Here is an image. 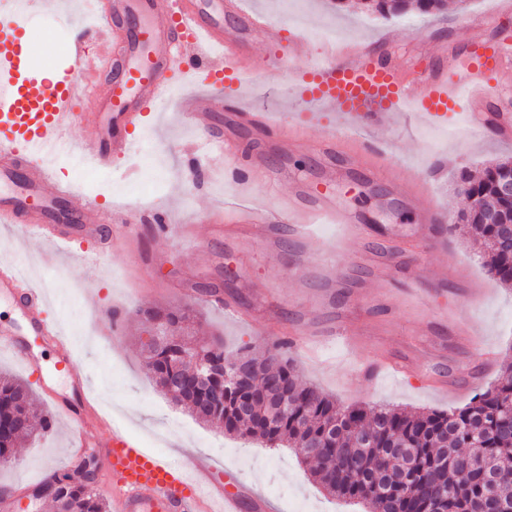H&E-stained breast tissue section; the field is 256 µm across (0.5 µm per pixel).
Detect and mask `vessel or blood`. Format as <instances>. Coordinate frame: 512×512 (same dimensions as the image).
Returning a JSON list of instances; mask_svg holds the SVG:
<instances>
[{"instance_id":"vessel-or-blood-1","label":"vessel or blood","mask_w":512,"mask_h":512,"mask_svg":"<svg viewBox=\"0 0 512 512\" xmlns=\"http://www.w3.org/2000/svg\"><path fill=\"white\" fill-rule=\"evenodd\" d=\"M228 13L237 21V32L224 30ZM122 14L133 23L118 45L112 89L99 96L95 111L81 114L75 111V87L89 65L81 40L68 45L62 75L46 84L35 83L26 76L33 52L26 36V5H15L11 13L0 17V222L9 224L17 215H28L21 230L23 240L50 244L61 252L66 238L47 234L46 225L68 224L73 233L96 238L102 225L108 224L113 238L121 239L135 235L147 221L146 214L137 210L107 211L98 197L77 196L71 183L61 180L47 164L28 160V153L52 152L63 158L111 163L113 155L133 145L145 111L159 112L168 106L171 74L189 82L222 75L240 87L250 73L246 33L260 31L276 41L282 38L265 16L245 10L242 0H213L208 7L202 0H182L175 12L169 11L167 0H113L111 11L97 13L100 29H109L113 17ZM306 75L308 81L296 99L300 110L321 108L340 119L339 134H327L313 145L327 159L340 153L344 140L359 129L380 126L386 117L400 115L408 106L431 123L461 121L485 134L512 137V125L497 113L468 109L486 96L491 84L512 83V39L508 37L472 41L448 65L418 72L400 69L373 46L331 41ZM182 104L183 123L199 133L195 154H222L228 169L236 168L239 161V129L262 133L275 125L269 117L236 110L223 135L216 136L210 131L211 110L222 107L221 94H214L204 107L187 98ZM78 125L93 129L91 147L72 140ZM257 172L254 166L239 170L223 208L212 213L213 223H222L225 212L245 211L249 218L238 227V234L264 246L274 242L282 229H290L305 260L299 269L303 276L310 270L307 261L312 260L316 263L313 270L321 277H332L326 260L350 237L366 242L365 265L381 274L387 272L382 243L370 240L356 213L336 207L327 187H315L287 206L272 208L255 193ZM450 221V214L442 208L424 210L416 234L419 244L439 247ZM327 224L332 227L328 234L323 231ZM0 298L12 301L29 334L54 346L58 365L73 372L75 360L66 336L41 316L46 289L34 287L12 263L0 262ZM359 318L358 310L351 308L320 325L299 319L287 333L288 344L307 352L317 336L346 344L357 335L380 342L379 332L359 326ZM0 349L9 350L27 365L36 363L31 351L19 343L16 331L2 325ZM44 397L54 411L51 425L63 421L85 429L111 425L113 512H267L264 498L250 495L232 472H218L214 461L144 448L122 425L109 424L94 398H87L83 411L78 412L61 403L53 388H45Z\"/></svg>"}]
</instances>
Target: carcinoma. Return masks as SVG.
<instances>
[{
  "label": "carcinoma",
  "instance_id": "obj_1",
  "mask_svg": "<svg viewBox=\"0 0 512 512\" xmlns=\"http://www.w3.org/2000/svg\"><path fill=\"white\" fill-rule=\"evenodd\" d=\"M360 9L384 17L411 12L442 15L447 0H360ZM512 172V160L488 164L473 177L461 170L457 193L472 201L457 215L473 240L489 253V271L512 288V251L496 246L498 224L512 222V205L495 190L497 178ZM159 340L144 344L146 367L160 388L224 433L254 437L292 449L331 495L365 503L370 512H432L442 501L447 512H512V364L496 383L454 411H418L380 405L342 408L296 372L281 342L262 356L244 346L232 356L213 339L204 358L241 361L259 373L256 393L224 387V374L196 382L194 357L182 324L195 317L186 305L142 312ZM224 390V404L213 393ZM0 464L11 462L18 439L49 429V416L29 387L0 374ZM57 512H107L105 503L68 471H54Z\"/></svg>",
  "mask_w": 512,
  "mask_h": 512
}]
</instances>
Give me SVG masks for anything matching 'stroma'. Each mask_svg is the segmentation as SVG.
<instances>
[{
  "instance_id": "35a3bbf8",
  "label": "stroma",
  "mask_w": 512,
  "mask_h": 512,
  "mask_svg": "<svg viewBox=\"0 0 512 512\" xmlns=\"http://www.w3.org/2000/svg\"><path fill=\"white\" fill-rule=\"evenodd\" d=\"M245 5L281 29L292 25L295 15H304L309 24L307 41L304 56L293 69H274L266 60L269 46L264 36L249 35L255 62L249 89L225 94V109L238 106L280 113L293 99L295 72L319 56L322 35L329 31L340 41L381 45L403 69H427L447 62L467 38L484 40L512 33V0H470L465 11L444 17L414 13L392 18L363 13L353 4L340 8L335 0H245ZM29 22L32 32L53 40L57 47L51 56L36 51L33 72L64 66L61 50L74 38V30L46 0H37ZM373 135L385 140L388 176L381 181L369 178L356 153L337 159L331 173L319 156L283 146L282 132L261 137L246 129L240 134L241 163L259 158L270 168L285 170L273 199L287 202L297 187H313L335 175L330 190L337 206L359 214L372 226L376 240L402 248L401 263L391 272L392 286L402 287L409 274L421 277L417 301L399 298L366 313L367 321L390 331L382 347L362 342L349 351L329 342L322 345L319 357L296 353L292 359L303 380L343 407L391 404L412 411L454 410L491 387L502 366L512 362V290L491 277L461 232H446L444 246L435 249L409 251L405 245L419 227V211L430 204L453 212L467 208V200L454 192L460 171L477 176L489 162L511 158L512 140L467 133L459 124L433 127L419 122L411 112L392 132L377 129ZM195 140L194 131L181 123L178 109L150 111L137 134L136 150L116 157L111 169L85 161L76 165L67 159L55 163L79 195L99 196L112 206L135 205L168 213L173 224L168 232L145 227L138 238L113 244L98 262L91 263L85 259L93 248L87 238L75 237L70 255L58 256L46 246L22 245L10 229L0 227V261L19 263L34 284L48 288L46 315L68 334L76 365L89 388H71L68 377L55 369V351L29 336L21 342L36 354L37 367H25L0 351V372L23 380L38 395L45 383H52L58 397L76 408L81 407L85 392H92L102 413L124 425L146 448L164 453L181 446L219 458L240 481L280 507L299 503L306 512H364L328 495L291 450L229 436L198 419L165 395L145 368L141 345L145 325L135 317L137 309L191 305L200 316L194 338L220 335L226 352H237L248 344L260 353L271 347L272 338L225 314L223 301L246 309L261 290L274 289L281 298L280 318L286 326L300 316L325 320L319 297L355 303L380 287L373 275L353 263L360 249L354 239L336 256L341 273L336 282L325 281L313 271L298 278L292 269L297 247L287 238L266 251L242 238L213 235L210 225L200 223L195 227L194 245L181 243L175 227L187 223L190 215L180 206V198L205 211L223 201L230 188L218 159L196 168L189 165ZM406 168L423 172L425 187L401 190L400 172ZM442 266L448 270L444 283L433 275ZM466 280L483 288L479 304L470 302L462 286ZM207 285L216 286L218 296L204 293ZM116 308L122 314L123 333L110 338L105 329ZM461 323L476 326L493 348L495 359L488 368H481L475 348L459 341L456 329ZM380 351L404 360L406 376L366 377L365 365ZM433 378L455 383L456 392L437 391L429 384ZM66 450L67 432L62 428L17 443L16 455L24 460V468L0 465V496L13 503L12 512H56L52 501H35L28 493L45 481L46 462L64 457Z\"/></svg>"
}]
</instances>
